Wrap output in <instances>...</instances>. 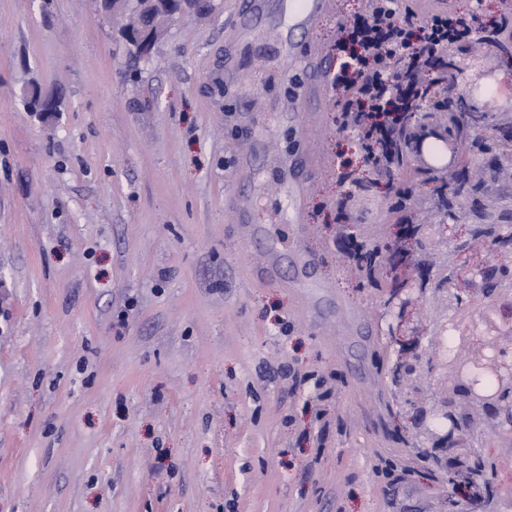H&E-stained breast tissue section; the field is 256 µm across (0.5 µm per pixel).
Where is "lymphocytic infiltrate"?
<instances>
[{
	"label": "lymphocytic infiltrate",
	"instance_id": "1",
	"mask_svg": "<svg viewBox=\"0 0 512 512\" xmlns=\"http://www.w3.org/2000/svg\"><path fill=\"white\" fill-rule=\"evenodd\" d=\"M342 32L334 79L344 100L340 127L369 159L392 144L401 113L418 106L422 65L463 47L470 29L449 10L427 12L418 26L399 0H366L364 16Z\"/></svg>",
	"mask_w": 512,
	"mask_h": 512
}]
</instances>
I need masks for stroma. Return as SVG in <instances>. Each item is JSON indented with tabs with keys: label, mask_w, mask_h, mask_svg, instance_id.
Listing matches in <instances>:
<instances>
[{
	"label": "stroma",
	"mask_w": 512,
	"mask_h": 512,
	"mask_svg": "<svg viewBox=\"0 0 512 512\" xmlns=\"http://www.w3.org/2000/svg\"><path fill=\"white\" fill-rule=\"evenodd\" d=\"M483 15L463 53L512 74L503 0H407ZM295 36L336 71V22ZM230 13L174 18L131 63L97 0H0V512H448L446 472L419 448L412 417L443 396L434 367L392 383L384 295L346 245L394 242L403 201L420 231L400 269L422 284L412 318L426 335L473 267L512 289V91L470 90L489 112L472 162L478 190L445 215L450 175L384 177L339 132L335 90L311 134L277 111L299 72L284 57L285 13L258 37ZM39 89L54 109H27ZM319 159L305 223L286 219L277 164ZM251 221L235 223L236 193ZM316 256L301 271L294 252ZM276 266L262 270L263 253ZM307 274L311 294L290 287ZM362 325L347 324L345 312ZM302 382L284 376L286 368Z\"/></svg>",
	"instance_id": "1"
}]
</instances>
